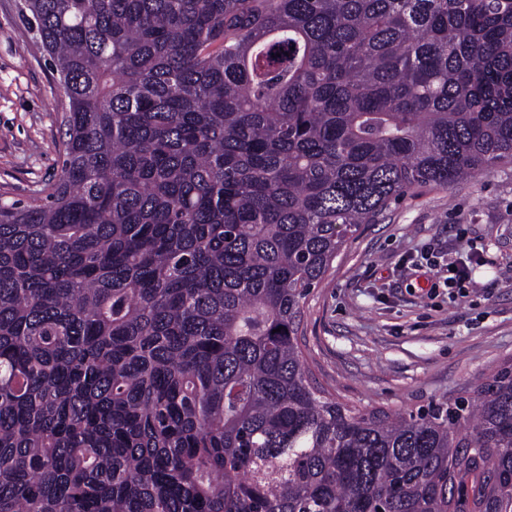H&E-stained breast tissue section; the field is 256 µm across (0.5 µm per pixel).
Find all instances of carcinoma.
<instances>
[{"instance_id":"1","label":"carcinoma","mask_w":512,"mask_h":512,"mask_svg":"<svg viewBox=\"0 0 512 512\" xmlns=\"http://www.w3.org/2000/svg\"><path fill=\"white\" fill-rule=\"evenodd\" d=\"M24 9L68 112L0 203V512H512V363L363 410L301 331L362 225L512 163V0Z\"/></svg>"}]
</instances>
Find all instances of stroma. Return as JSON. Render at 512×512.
Wrapping results in <instances>:
<instances>
[{
    "label": "stroma",
    "mask_w": 512,
    "mask_h": 512,
    "mask_svg": "<svg viewBox=\"0 0 512 512\" xmlns=\"http://www.w3.org/2000/svg\"><path fill=\"white\" fill-rule=\"evenodd\" d=\"M19 5L0 0V201L30 206L58 178L68 101ZM467 245L482 262L464 287L431 288L411 265ZM302 329L317 379L367 409L452 400L511 360L512 164L392 203L309 296Z\"/></svg>",
    "instance_id": "stroma-1"
}]
</instances>
